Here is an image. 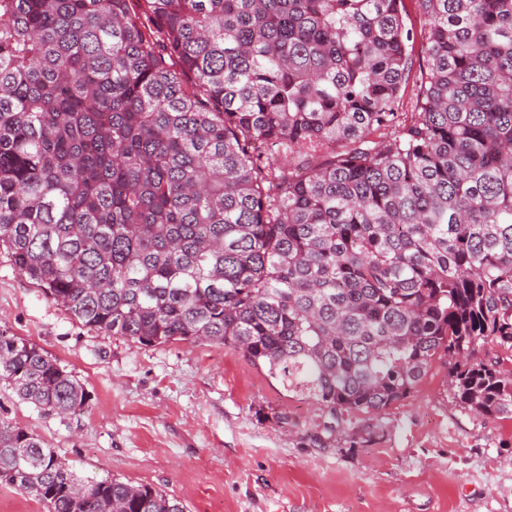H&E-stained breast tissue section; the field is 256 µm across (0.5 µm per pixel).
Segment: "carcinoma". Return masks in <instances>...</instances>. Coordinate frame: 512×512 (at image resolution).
Listing matches in <instances>:
<instances>
[{
    "mask_svg": "<svg viewBox=\"0 0 512 512\" xmlns=\"http://www.w3.org/2000/svg\"><path fill=\"white\" fill-rule=\"evenodd\" d=\"M0 0V246L84 326L241 352L319 406L315 440L448 359L512 420V0ZM277 149L296 168L263 161ZM0 386L84 385L0 330ZM0 484L46 512H184L82 484L0 418ZM406 14L404 15L408 27L413 28L416 34V41L412 51V67L408 78L407 92L399 102L398 112H410L412 110V98L415 89L416 78L420 75L421 54V31L424 28V18L420 15L414 0H405ZM423 32V31H422Z\"/></svg>",
    "mask_w": 512,
    "mask_h": 512,
    "instance_id": "1",
    "label": "carcinoma"
}]
</instances>
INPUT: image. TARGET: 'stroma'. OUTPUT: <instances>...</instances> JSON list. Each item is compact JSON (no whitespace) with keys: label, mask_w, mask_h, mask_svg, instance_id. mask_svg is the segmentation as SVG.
<instances>
[{"label":"stroma","mask_w":512,"mask_h":512,"mask_svg":"<svg viewBox=\"0 0 512 512\" xmlns=\"http://www.w3.org/2000/svg\"><path fill=\"white\" fill-rule=\"evenodd\" d=\"M44 349L90 395L45 416L0 391V415L83 483L117 478L186 512H512V421L454 406L433 362L377 419L314 441L317 405L212 343L144 346L91 330L0 253V329Z\"/></svg>","instance_id":"1"}]
</instances>
